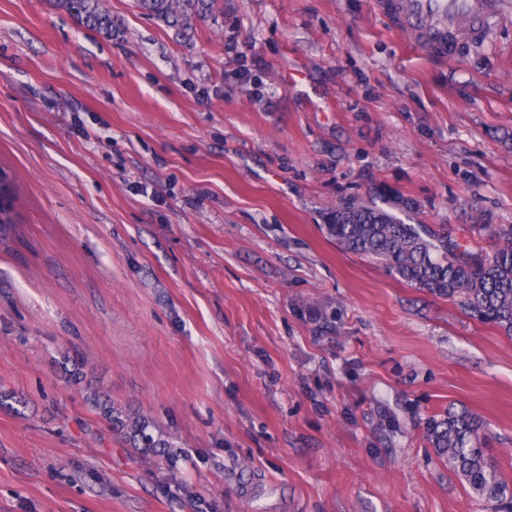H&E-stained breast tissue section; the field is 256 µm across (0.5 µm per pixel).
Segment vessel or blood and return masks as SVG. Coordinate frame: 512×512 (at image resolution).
Here are the masks:
<instances>
[{"instance_id": "1", "label": "vessel or blood", "mask_w": 512, "mask_h": 512, "mask_svg": "<svg viewBox=\"0 0 512 512\" xmlns=\"http://www.w3.org/2000/svg\"><path fill=\"white\" fill-rule=\"evenodd\" d=\"M378 8L409 32L422 50L455 58L462 41L481 40L496 0H377Z\"/></svg>"}]
</instances>
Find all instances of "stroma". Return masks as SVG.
Wrapping results in <instances>:
<instances>
[{
	"label": "stroma",
	"mask_w": 512,
	"mask_h": 512,
	"mask_svg": "<svg viewBox=\"0 0 512 512\" xmlns=\"http://www.w3.org/2000/svg\"><path fill=\"white\" fill-rule=\"evenodd\" d=\"M498 2L448 60L375 0H222L185 39L134 0L109 38L0 0V512H493L424 423L476 415L512 479V338L323 226L383 191L498 248L472 228L512 225ZM95 392L171 434L177 480ZM12 184L8 174L0 168V237L5 235L11 224H15L14 214L10 204Z\"/></svg>",
	"instance_id": "1"
}]
</instances>
